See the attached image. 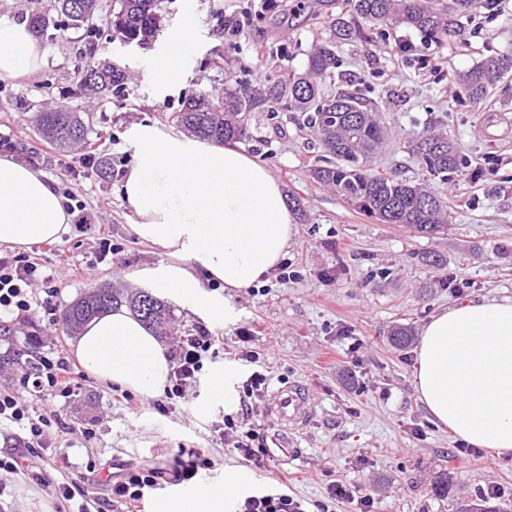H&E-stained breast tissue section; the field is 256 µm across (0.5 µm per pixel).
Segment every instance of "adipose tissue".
I'll return each instance as SVG.
<instances>
[{
    "label": "adipose tissue",
    "mask_w": 512,
    "mask_h": 512,
    "mask_svg": "<svg viewBox=\"0 0 512 512\" xmlns=\"http://www.w3.org/2000/svg\"><path fill=\"white\" fill-rule=\"evenodd\" d=\"M44 62L27 20L0 21V79L32 75ZM135 143L120 193L138 218V235L172 258L142 277L154 293L232 320V302L212 299L207 286L250 287L286 257L297 227L281 183L231 144L154 126L139 127ZM71 221L42 173L0 157V245L60 240ZM73 349L98 381L144 395L169 374L154 330L124 308L86 323ZM414 388L431 422L454 439L512 454V298L463 301L433 314L420 332Z\"/></svg>",
    "instance_id": "1"
}]
</instances>
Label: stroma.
<instances>
[{
    "label": "stroma",
    "instance_id": "stroma-1",
    "mask_svg": "<svg viewBox=\"0 0 512 512\" xmlns=\"http://www.w3.org/2000/svg\"><path fill=\"white\" fill-rule=\"evenodd\" d=\"M344 4L161 0L159 31L151 47L137 50L122 46L91 18L87 26L97 31L95 61L128 72L123 88L103 97L87 95L79 83L77 69L86 50L82 31L51 28L41 35L44 66L29 78L0 79V133L16 142L15 160L40 171L53 186H72L118 252L97 261L96 236L69 229L45 253L55 276L51 285H35V295L44 297L46 288H55L50 299L59 310L93 285L144 288L140 270L170 257L137 235L138 219L119 192L135 158L136 127L171 130L169 113L201 86L221 93L241 83L265 93L275 81L304 74L315 44L332 35L328 15ZM234 15L243 16L244 30L225 35L224 20ZM189 20L195 33L183 49V79L158 86L146 65L169 48ZM404 32L394 27L389 40L340 46L339 72L345 81L365 79L376 87L388 137L370 167L402 179H427L430 190L449 205L447 231L425 237L354 210L313 180L311 169L327 157L303 129L302 113H252L240 148L263 162L286 195L301 202L292 215L298 233L286 257L290 278L275 273L235 292L237 316L228 324L171 301V334L161 340L168 354H175L182 336L204 326L217 338V355L205 359L196 386L169 410H155L147 396L101 384L89 374L71 397H49L44 410L73 428L57 442L72 469H56L54 451H43L35 461L42 483L21 473L5 475L0 512H78V502L56 496L73 471L84 474L86 506L96 512L129 464L169 470L182 448L203 449L211 459L201 482L223 481L225 467L242 463L224 444V401L211 391L213 374L228 361L240 364L244 374H266L267 387L248 417L266 436L278 431L266 416L274 391L301 383L311 392L313 418L293 440L299 457L286 464L268 458L255 466L258 490L287 486L290 495L305 500L308 512H316L327 501L329 483L340 479L371 493L374 512H452V500L481 497L487 512H512V455L468 447L431 423L413 387L414 347L397 349L387 339L397 324L420 332L432 314L455 302L512 298V78L473 103L445 73L422 63L442 56L460 73L489 55L512 52V0H503L495 15L471 16L461 37L418 43L409 59L393 52L394 36ZM258 42L267 61H258L253 51ZM54 106L79 114L88 145L62 149L39 137L38 116ZM426 126L446 132L468 161L448 181L427 177L409 150V133ZM90 149L109 163L108 176L84 168ZM429 251L442 255L446 266L423 265L420 255ZM8 329L0 337V354L10 355L0 364V389L16 387L22 355L71 351V336L49 325L45 314ZM248 351L258 353V363L243 362ZM443 476L451 484L445 495L434 490Z\"/></svg>",
    "mask_w": 512,
    "mask_h": 512
}]
</instances>
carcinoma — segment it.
<instances>
[{
	"label": "carcinoma",
	"instance_id": "carcinoma-1",
	"mask_svg": "<svg viewBox=\"0 0 512 512\" xmlns=\"http://www.w3.org/2000/svg\"><path fill=\"white\" fill-rule=\"evenodd\" d=\"M159 0H56V11L78 29L91 17H103L106 30L121 42L147 43L157 31ZM351 20L332 19L334 38L315 45L309 55L307 74L278 82L264 98L247 86L222 95L198 91L189 95L180 110L169 120L191 131L197 138L223 144L247 136L249 118L257 105L267 111L281 108L304 113V128L316 136L325 153L335 158L325 166L311 170L314 181L333 188L365 216L386 224H403L424 236L447 230L448 210L443 201L423 185L374 172L367 165L385 137V128L376 105L367 96L369 86L337 87L326 96L321 84L336 77L339 65L337 49L344 42L369 41L387 37L390 26L418 31L427 42H441L461 34L462 19L475 12L491 14L497 0H350ZM30 27L44 33L52 18L39 7V0H27ZM82 86L104 96L121 88L128 79L125 70L109 62L86 63L78 68ZM512 74V54L498 53L485 58L460 76L462 95L481 102L488 89L499 79ZM38 135L59 144L86 143V130L78 113L56 107L40 114ZM412 152L426 172L442 180L462 171L467 160L448 135L429 128L414 131L409 137ZM121 306L143 321L163 330L171 320L167 304L152 292L124 293L110 286L89 288L60 314L62 329L75 333L82 324L97 315ZM389 340L405 348L412 341L411 329L392 328Z\"/></svg>",
	"mask_w": 512,
	"mask_h": 512
}]
</instances>
